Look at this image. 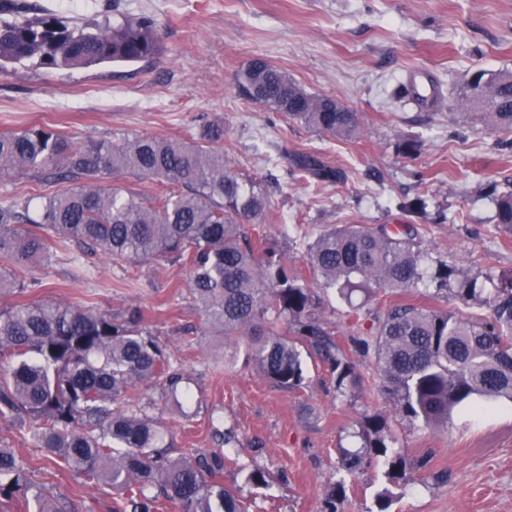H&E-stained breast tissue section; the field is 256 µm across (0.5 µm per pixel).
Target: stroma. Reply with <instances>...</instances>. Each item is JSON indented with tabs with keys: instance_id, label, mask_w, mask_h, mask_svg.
<instances>
[{
	"instance_id": "stroma-1",
	"label": "stroma",
	"mask_w": 512,
	"mask_h": 512,
	"mask_svg": "<svg viewBox=\"0 0 512 512\" xmlns=\"http://www.w3.org/2000/svg\"><path fill=\"white\" fill-rule=\"evenodd\" d=\"M77 19L151 16L165 52L150 64L45 69L33 63L0 68V130L39 126L74 142L152 135L190 140L202 120L224 123V160L261 182L271 208L249 234L275 238L290 268L306 269L307 248L338 224L415 225L429 265L456 266L486 284L512 275V226L495 220L494 201L512 190V136L490 131L465 101L474 72H512V0H30ZM255 58L286 72L313 95L356 112L362 136L345 141L289 121L255 104L239 88ZM426 70L442 91L434 110L397 99L399 85ZM420 144L403 153L404 141ZM318 151L345 182L321 183L291 166L294 153ZM426 213L405 211L412 198ZM28 298L86 304L118 317L140 315L189 379L193 401L179 411L159 390L142 389L148 414L180 448H217L235 426L241 461L267 464L278 478L246 485L238 468L226 485L242 487L251 512H320L336 479L340 449L360 447L363 415L385 418L395 448L414 462L390 512H512V403L481 416L454 412L447 429L396 417L382 376L359 363L360 387L339 396L320 362L307 360V384L284 391L244 357L224 359V334L205 323L180 264L118 267L70 244L53 256ZM401 302L439 312L488 316L481 299L431 297L427 288L377 293L352 314L324 299L321 317L351 349L373 313ZM0 448L14 449L46 496L66 512H111L119 495L56 466L25 438L19 423L0 420ZM424 469H417V462ZM383 460L346 477L340 512H376L387 484Z\"/></svg>"
}]
</instances>
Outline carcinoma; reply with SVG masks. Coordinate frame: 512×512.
I'll return each mask as SVG.
<instances>
[{
  "label": "carcinoma",
  "instance_id": "1",
  "mask_svg": "<svg viewBox=\"0 0 512 512\" xmlns=\"http://www.w3.org/2000/svg\"><path fill=\"white\" fill-rule=\"evenodd\" d=\"M162 54L154 19L142 15L109 22H68L27 0H0V63L33 62L48 69L103 63L151 62ZM242 90L254 103L318 133L361 137L354 112L308 94L288 74L263 60L242 70ZM469 104L493 130L512 134V73L489 79L477 72ZM295 170L323 183L345 174L314 152L292 158ZM26 171L66 187L51 195L0 203V292L35 285L38 266L69 241L102 251L114 265L179 263L189 269V290L206 320L224 331V346L245 347L247 361L282 390L306 383L303 357L316 358L344 395L360 376L319 317L320 299L284 253L266 236L249 240L246 224H262L268 193L224 163V123L203 124L189 141L153 136L77 144L37 126L0 131V171ZM158 182L159 193L133 189L106 176ZM496 220L512 225V192L496 198ZM415 227L344 224L320 233L308 265L323 290L351 299L380 289L394 293L427 280L434 294L465 303L477 296L488 317L458 316L396 304L367 334L352 338L355 352L372 357L396 413L412 423L448 424L456 409L473 415L512 402V279L480 288L444 265L427 274L416 249ZM187 377L140 318L120 319L91 306L19 300L0 310V420L25 426L26 435L89 484L122 494L114 512H158L168 501L178 512H246L238 491L224 485V447L186 448L171 455L160 426L147 415L142 384L158 386L175 403L191 400ZM361 449H340V470L353 473L381 457L393 483L411 466L393 450L385 419L363 416ZM246 483L267 487L268 468H244ZM22 496L31 512H64L41 493L11 448H0V500ZM345 481L329 483L321 512H338Z\"/></svg>",
  "mask_w": 512,
  "mask_h": 512
}]
</instances>
